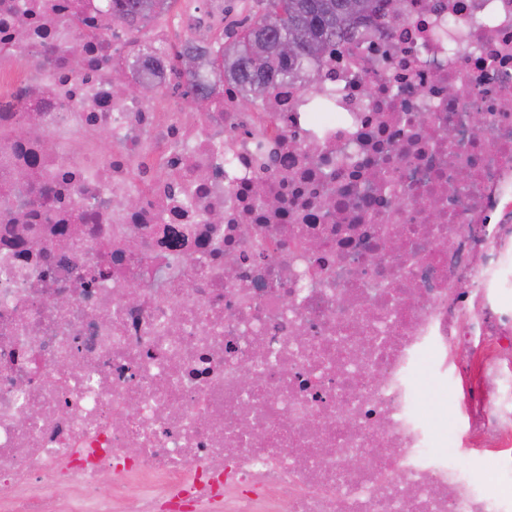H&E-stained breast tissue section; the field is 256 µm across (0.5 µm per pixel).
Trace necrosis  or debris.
I'll return each instance as SVG.
<instances>
[{"label": "necrosis or debris", "mask_w": 512, "mask_h": 512, "mask_svg": "<svg viewBox=\"0 0 512 512\" xmlns=\"http://www.w3.org/2000/svg\"><path fill=\"white\" fill-rule=\"evenodd\" d=\"M143 31L150 76L112 0H0V512H512V0H406L247 111Z\"/></svg>", "instance_id": "obj_1"}]
</instances>
